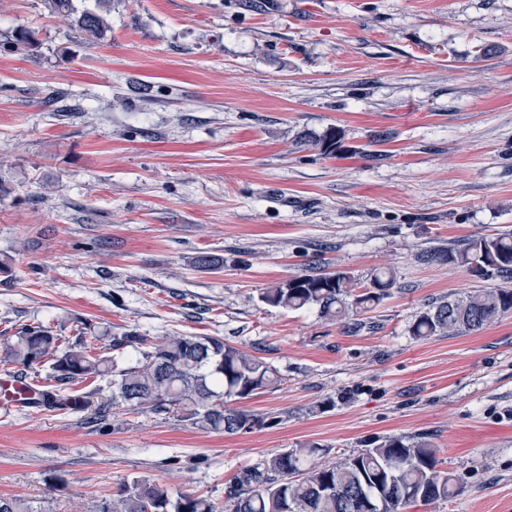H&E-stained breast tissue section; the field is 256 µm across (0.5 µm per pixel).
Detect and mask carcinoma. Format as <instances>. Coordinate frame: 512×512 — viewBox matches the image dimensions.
<instances>
[{
	"label": "carcinoma",
	"mask_w": 512,
	"mask_h": 512,
	"mask_svg": "<svg viewBox=\"0 0 512 512\" xmlns=\"http://www.w3.org/2000/svg\"><path fill=\"white\" fill-rule=\"evenodd\" d=\"M54 13L74 17L87 40L103 38L106 17L94 10L77 12L73 0H50ZM334 128L319 138L324 151L341 148ZM448 263L479 278L512 281V233L474 236L444 255ZM395 280L381 271L365 285L344 272L300 275L264 289L261 300L289 310H317L322 318L343 320L370 312L391 295ZM512 313V288H485L450 298L421 313L409 327L417 340L458 336L480 330ZM147 339L133 333L114 336L104 346L140 358L120 367L92 353L83 342L62 343L43 326H23L0 347V363L31 368L49 364L60 384L112 374L120 399L155 414H173L195 428L234 434L264 421L227 400H244L278 383L263 361L214 336H170L145 350ZM318 451L293 448L245 469L224 491V512H404L417 501L446 500L459 492L458 479L437 469L436 446L428 439L388 437L332 467L308 459ZM97 512H216L210 499L192 492H172L165 484L135 480L101 501Z\"/></svg>",
	"instance_id": "carcinoma-1"
}]
</instances>
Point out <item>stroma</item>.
Instances as JSON below:
<instances>
[{
    "instance_id": "stroma-1",
    "label": "stroma",
    "mask_w": 512,
    "mask_h": 512,
    "mask_svg": "<svg viewBox=\"0 0 512 512\" xmlns=\"http://www.w3.org/2000/svg\"><path fill=\"white\" fill-rule=\"evenodd\" d=\"M109 23L91 44L47 0H0V343L214 336L279 383L235 403L263 427L224 434L113 401L108 375L13 367L90 405L0 408V497L97 512L158 479L220 508L286 450L325 467L426 435L460 491L405 512H512V314L408 332L497 285L440 255L512 232V0H112ZM330 128L342 152L315 146ZM379 269L397 288L355 330L260 299Z\"/></svg>"
}]
</instances>
